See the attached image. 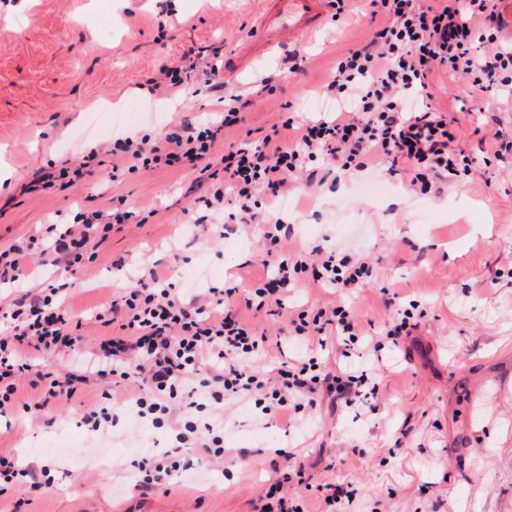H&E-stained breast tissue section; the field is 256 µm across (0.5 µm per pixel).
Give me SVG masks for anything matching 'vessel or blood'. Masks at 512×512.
I'll list each match as a JSON object with an SVG mask.
<instances>
[{"mask_svg": "<svg viewBox=\"0 0 512 512\" xmlns=\"http://www.w3.org/2000/svg\"><path fill=\"white\" fill-rule=\"evenodd\" d=\"M324 4L325 0H265L262 37L239 59V66H246L251 58L271 51L298 32L320 30L325 18Z\"/></svg>", "mask_w": 512, "mask_h": 512, "instance_id": "b4317fda", "label": "vessel or blood"}]
</instances>
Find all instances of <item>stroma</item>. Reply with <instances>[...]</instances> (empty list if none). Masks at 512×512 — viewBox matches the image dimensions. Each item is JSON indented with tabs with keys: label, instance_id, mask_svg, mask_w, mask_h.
Segmentation results:
<instances>
[{
	"label": "stroma",
	"instance_id": "35a3bbf8",
	"mask_svg": "<svg viewBox=\"0 0 512 512\" xmlns=\"http://www.w3.org/2000/svg\"><path fill=\"white\" fill-rule=\"evenodd\" d=\"M263 7L264 0H0V246L71 221L80 209L131 211L130 226L98 242L94 262L75 273L66 305L78 316L110 300L138 265L169 273L181 290L186 274L200 273L203 293L228 284L247 290L301 249L369 262L372 279L347 294L301 288L282 306L245 316L272 345L260 368L284 355H318L333 371L368 369L374 405L335 410L325 399L297 423L226 400L223 463L188 450L190 466L165 489L145 492L134 463L164 451L170 428L121 408L111 434L91 436L81 412L112 391L111 379L100 378L40 418L22 408L0 415V450L46 465L50 479L39 495L7 486L0 512H260V489L282 449L296 453L310 483L301 512H333L325 496L339 484L352 492L342 512H512V176L492 153L512 141V93L459 74L435 76L433 97L448 104L476 179L420 195L401 173L368 167L344 176L319 162L311 179L282 189L290 238L274 246L234 223L229 196L223 239L194 234L190 224L203 210L193 201L212 181L191 166L101 184L112 140L136 132L154 141L174 123L216 119L230 94L241 96L244 120L222 131L216 172L220 154L258 142L287 116H318L337 61L368 43L380 22L370 0L340 8L329 0L320 31L235 69ZM200 50L217 53L222 89L201 77L189 90L169 86L166 71ZM92 147L97 162L81 166ZM77 166L79 187L27 189L40 170ZM341 302L369 336L397 308L413 303L421 315L412 335L377 358L338 339L324 349L289 341L295 309Z\"/></svg>",
	"mask_w": 512,
	"mask_h": 512
}]
</instances>
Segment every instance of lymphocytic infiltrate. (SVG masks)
I'll return each mask as SVG.
<instances>
[{
    "label": "lymphocytic infiltrate",
    "mask_w": 512,
    "mask_h": 512,
    "mask_svg": "<svg viewBox=\"0 0 512 512\" xmlns=\"http://www.w3.org/2000/svg\"><path fill=\"white\" fill-rule=\"evenodd\" d=\"M373 2L386 21L368 44L338 62L324 87L334 105L332 113L286 119L257 144L225 152L224 185L206 197V208L221 213L225 193H232L237 201L235 222L273 225L266 238L279 242L287 238L288 227L255 192L261 187L280 192L312 162L330 161L347 169L386 161L407 170L411 186L423 195L444 178L464 180L471 175L473 161L456 145L444 108L434 104L428 76L436 69L451 70L483 89L503 88L512 78V52L495 46L496 0H431L426 6L419 0ZM486 43L490 51L478 52V45ZM241 121L240 98L229 96L219 120L169 133L165 146L116 139L110 150L112 165L130 170L208 165L219 132ZM128 220L125 211H80L40 247L21 239L0 249V280L25 286L7 308L8 328L0 329V413L15 407L17 382L32 370L36 352L64 351L78 361L64 376L51 370L35 372V411L49 400L72 398L104 376L127 384L125 400L158 424L170 418L174 407L192 410L197 397H205L212 409L209 421H187L176 429L167 454L139 462L142 486L150 489L161 486L174 471L183 449L202 448L211 457H223L225 399H251L265 413L284 414L296 398L313 407L326 395L348 407L376 397L366 375L330 371L314 357L281 361L263 372L254 367L267 355L268 339L241 319L238 302L259 311L280 304L305 282L341 291L371 277L368 263L354 265L331 254L282 259L242 300L234 286L186 298L154 269L142 270L133 286L121 289L106 306L90 310L87 320L112 327L113 333L97 344L90 358H81L82 322L57 303L69 282L62 278L43 288L26 287L29 258L37 249L63 271H71L88 261L91 239L121 229ZM329 328L353 343L363 339L356 314L342 305L312 314L297 311L291 336L306 342L321 338ZM304 482L294 452H286L282 463L273 464L265 484L264 512H300L289 489Z\"/></svg>",
    "instance_id": "lymphocytic-infiltrate-1"
}]
</instances>
